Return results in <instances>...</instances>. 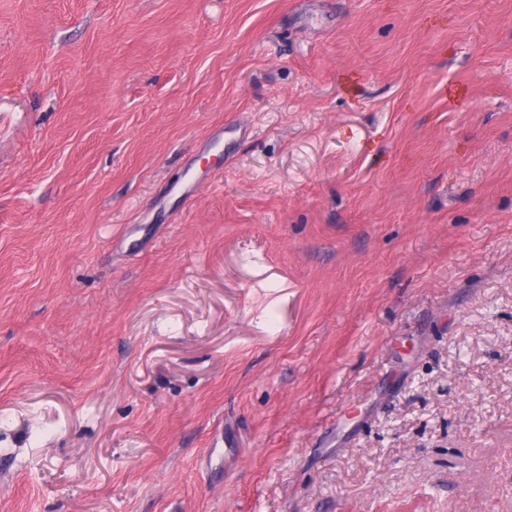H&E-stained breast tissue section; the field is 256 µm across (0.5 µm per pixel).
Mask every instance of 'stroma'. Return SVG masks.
<instances>
[{
	"label": "stroma",
	"mask_w": 512,
	"mask_h": 512,
	"mask_svg": "<svg viewBox=\"0 0 512 512\" xmlns=\"http://www.w3.org/2000/svg\"><path fill=\"white\" fill-rule=\"evenodd\" d=\"M0 512H512V0H0Z\"/></svg>",
	"instance_id": "35a3bbf8"
}]
</instances>
